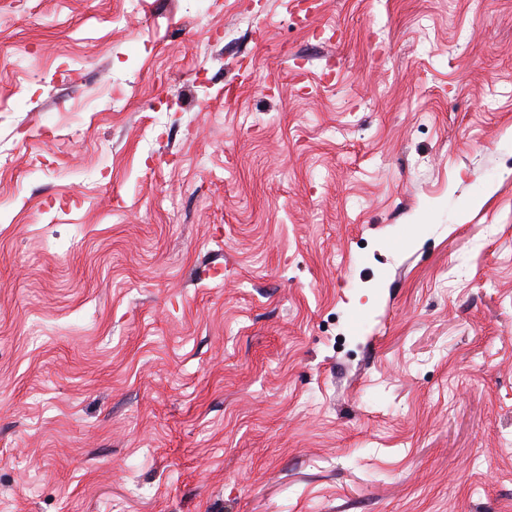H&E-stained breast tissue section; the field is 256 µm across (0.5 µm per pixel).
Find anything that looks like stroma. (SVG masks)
I'll list each match as a JSON object with an SVG mask.
<instances>
[{
    "mask_svg": "<svg viewBox=\"0 0 512 512\" xmlns=\"http://www.w3.org/2000/svg\"><path fill=\"white\" fill-rule=\"evenodd\" d=\"M0 512H512V0H0Z\"/></svg>",
    "mask_w": 512,
    "mask_h": 512,
    "instance_id": "35a3bbf8",
    "label": "stroma"
}]
</instances>
